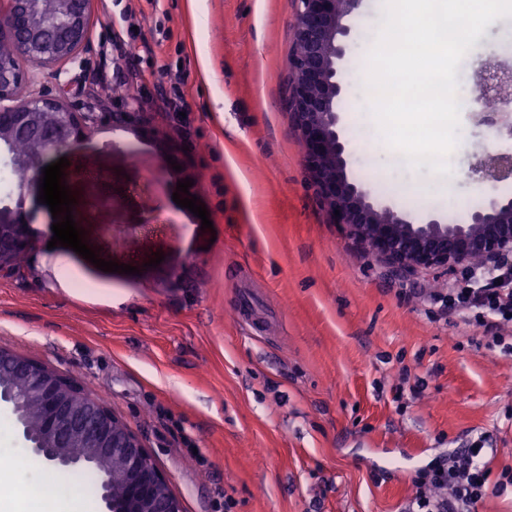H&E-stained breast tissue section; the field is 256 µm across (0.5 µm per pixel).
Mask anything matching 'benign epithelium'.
<instances>
[{
  "instance_id": "benign-epithelium-1",
  "label": "benign epithelium",
  "mask_w": 512,
  "mask_h": 512,
  "mask_svg": "<svg viewBox=\"0 0 512 512\" xmlns=\"http://www.w3.org/2000/svg\"><path fill=\"white\" fill-rule=\"evenodd\" d=\"M359 0H296L293 50L288 60L286 105L320 205L363 253L381 261L387 276L407 279L419 271L455 275L476 266L491 272L512 256V197L496 194L512 180V153L495 151L478 166L487 196L466 224L430 219L414 224L371 198L348 173V151L339 129L337 102L343 94L337 61L339 38L350 34L344 20ZM92 0H0V40L21 45L22 57L0 58V156L19 137L44 145L51 157L79 142L85 121L61 100L41 92L20 98L33 81L30 67L73 62L90 37ZM512 81V68L485 63L474 87L479 100ZM492 112L477 122L512 130V99L496 97ZM43 164L19 187L12 204L0 205V271L14 267L29 250L34 230L26 196L40 184ZM11 408L24 441L39 461L65 470L92 466L103 477L106 512H183L179 497L154 463L140 436L99 397L74 378L36 357L0 347V403ZM86 455L70 453L74 443Z\"/></svg>"
}]
</instances>
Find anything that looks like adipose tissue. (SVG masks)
I'll return each instance as SVG.
<instances>
[{"mask_svg": "<svg viewBox=\"0 0 512 512\" xmlns=\"http://www.w3.org/2000/svg\"><path fill=\"white\" fill-rule=\"evenodd\" d=\"M29 467L28 459L16 458L0 471V512H90L81 498L63 493L67 480L54 469H39L34 481L20 483Z\"/></svg>", "mask_w": 512, "mask_h": 512, "instance_id": "adipose-tissue-1", "label": "adipose tissue"}]
</instances>
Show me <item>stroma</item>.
<instances>
[{
    "instance_id": "1",
    "label": "stroma",
    "mask_w": 512,
    "mask_h": 512,
    "mask_svg": "<svg viewBox=\"0 0 512 512\" xmlns=\"http://www.w3.org/2000/svg\"><path fill=\"white\" fill-rule=\"evenodd\" d=\"M294 18V0H94L88 47L35 68L34 87L78 112L140 114L141 128L99 123L63 152L85 244L139 272L48 248L52 214L30 195L34 244L0 271V345L108 404L183 512H403L416 477L480 434L489 493L473 512H512V355L437 319L423 296L453 277L389 280L329 223L283 106ZM378 20L376 0H359L337 62L349 173L413 222L464 223L483 201L475 145L512 152V134L461 110L444 193L428 166L371 153L377 127L359 110ZM508 29L512 16L485 28L471 67L512 64ZM117 61L137 78L112 89L100 78ZM176 71L183 116L162 102ZM185 178L212 230L173 201ZM451 194L462 206L448 207ZM246 290L265 313L259 338L237 314Z\"/></svg>"
}]
</instances>
